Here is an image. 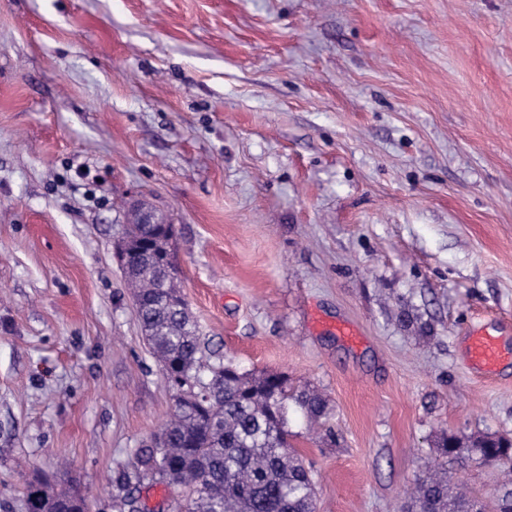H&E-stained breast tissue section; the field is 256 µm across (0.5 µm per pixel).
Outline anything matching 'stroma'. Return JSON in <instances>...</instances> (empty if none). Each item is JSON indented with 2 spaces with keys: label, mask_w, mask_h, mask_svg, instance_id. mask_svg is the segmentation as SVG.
<instances>
[{
  "label": "stroma",
  "mask_w": 512,
  "mask_h": 512,
  "mask_svg": "<svg viewBox=\"0 0 512 512\" xmlns=\"http://www.w3.org/2000/svg\"><path fill=\"white\" fill-rule=\"evenodd\" d=\"M177 228L210 348L291 416L322 512H395L442 432H512V0H0V512H113L168 421L114 243ZM485 500L512 472L449 465ZM469 355L471 365L481 373L490 374L506 360V352L499 336L488 331H474L469 337ZM28 512H89L86 498L73 492L57 490L50 484L31 483L28 489Z\"/></svg>",
  "instance_id": "1"
}]
</instances>
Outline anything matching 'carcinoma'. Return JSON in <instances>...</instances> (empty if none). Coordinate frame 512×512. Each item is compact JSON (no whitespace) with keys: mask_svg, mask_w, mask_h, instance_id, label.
Here are the masks:
<instances>
[{"mask_svg":"<svg viewBox=\"0 0 512 512\" xmlns=\"http://www.w3.org/2000/svg\"><path fill=\"white\" fill-rule=\"evenodd\" d=\"M131 221L128 284L137 299L145 340L173 390L175 411L148 444L117 470L114 512H139L141 486L177 484L186 495L173 512H317L314 477L288 443L289 415L299 412L323 426L331 416L327 396L313 388L288 389L277 372L243 370L224 362L201 340L177 286L145 261L142 242L161 257L162 236ZM512 471V437L444 435L426 479L402 512H484L467 488L448 476V461ZM28 512H89L86 499L43 483L28 489Z\"/></svg>","mask_w":512,"mask_h":512,"instance_id":"obj_1","label":"carcinoma"}]
</instances>
